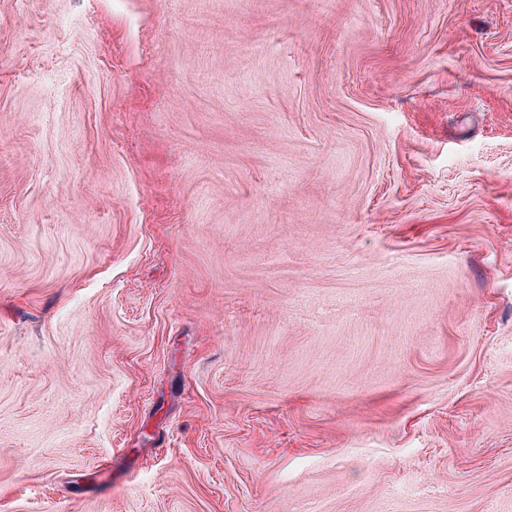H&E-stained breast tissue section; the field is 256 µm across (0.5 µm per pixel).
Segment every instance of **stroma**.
Masks as SVG:
<instances>
[{"label": "stroma", "instance_id": "obj_1", "mask_svg": "<svg viewBox=\"0 0 512 512\" xmlns=\"http://www.w3.org/2000/svg\"><path fill=\"white\" fill-rule=\"evenodd\" d=\"M0 512H512V0H0Z\"/></svg>", "mask_w": 512, "mask_h": 512}]
</instances>
